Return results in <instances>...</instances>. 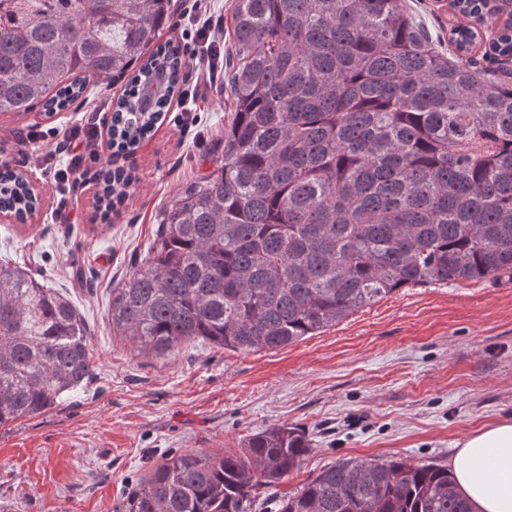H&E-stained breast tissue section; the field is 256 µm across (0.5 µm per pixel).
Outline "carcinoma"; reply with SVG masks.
<instances>
[{"instance_id":"cac0c4a2","label":"carcinoma","mask_w":512,"mask_h":512,"mask_svg":"<svg viewBox=\"0 0 512 512\" xmlns=\"http://www.w3.org/2000/svg\"><path fill=\"white\" fill-rule=\"evenodd\" d=\"M170 0H0V114L65 110L101 81L118 145L179 91ZM400 0H237L234 117L224 159L165 210L145 261L112 289V326L141 352L200 339L250 352L333 326L406 285L512 277V78ZM102 206L120 176L101 171ZM40 200L0 165V208ZM71 302L0 262V425L41 414L92 378ZM310 450L271 426L243 455L186 450L156 465L127 512H248ZM279 512H471L448 469L341 459Z\"/></svg>"}]
</instances>
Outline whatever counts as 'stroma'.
Masks as SVG:
<instances>
[{"label": "stroma", "mask_w": 512, "mask_h": 512, "mask_svg": "<svg viewBox=\"0 0 512 512\" xmlns=\"http://www.w3.org/2000/svg\"><path fill=\"white\" fill-rule=\"evenodd\" d=\"M120 85L90 92L46 116L0 114V162L32 175L35 221L0 223V259L26 266L70 298L84 319L94 375L61 404L0 426V512H124L139 481L175 449L242 455L274 425L310 442L280 492L296 493L342 458L448 467L457 444L512 419V278L409 285L336 325L273 350L235 351L205 341L169 357L139 354L112 328V290L150 252L178 191L224 155L233 116L223 76L173 102L154 136L116 166L133 182L109 221L91 176L96 158L56 211L46 165L65 166L56 144L75 127L101 126ZM195 117L178 121L181 110ZM42 134L34 142L29 132Z\"/></svg>", "instance_id": "obj_1"}]
</instances>
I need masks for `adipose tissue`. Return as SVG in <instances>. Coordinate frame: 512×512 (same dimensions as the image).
<instances>
[{
	"label": "adipose tissue",
	"mask_w": 512,
	"mask_h": 512,
	"mask_svg": "<svg viewBox=\"0 0 512 512\" xmlns=\"http://www.w3.org/2000/svg\"><path fill=\"white\" fill-rule=\"evenodd\" d=\"M450 469L472 512H512V420L468 435L454 452Z\"/></svg>",
	"instance_id": "adipose-tissue-1"
}]
</instances>
